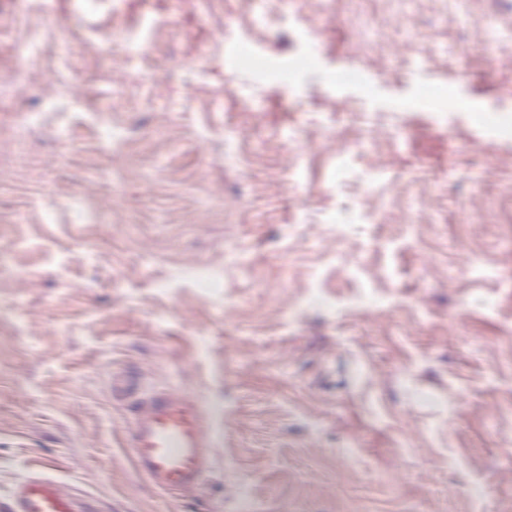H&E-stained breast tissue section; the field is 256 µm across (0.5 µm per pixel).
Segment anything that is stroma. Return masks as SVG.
<instances>
[{
  "mask_svg": "<svg viewBox=\"0 0 512 512\" xmlns=\"http://www.w3.org/2000/svg\"><path fill=\"white\" fill-rule=\"evenodd\" d=\"M250 8L291 86L234 61L239 0H0V143L41 108L20 45L60 34L136 143L50 119L0 165V512L44 473L93 512H512V0ZM58 196L99 223H41ZM161 388L216 431L172 496L122 446Z\"/></svg>",
  "mask_w": 512,
  "mask_h": 512,
  "instance_id": "stroma-1",
  "label": "stroma"
}]
</instances>
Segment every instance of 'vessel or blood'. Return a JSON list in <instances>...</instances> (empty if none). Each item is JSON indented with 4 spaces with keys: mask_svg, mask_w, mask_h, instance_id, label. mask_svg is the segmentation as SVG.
I'll return each instance as SVG.
<instances>
[{
    "mask_svg": "<svg viewBox=\"0 0 512 512\" xmlns=\"http://www.w3.org/2000/svg\"><path fill=\"white\" fill-rule=\"evenodd\" d=\"M213 428L200 403L179 391L154 393L137 409L123 439L138 473L155 488L197 485L211 464ZM10 512H82L75 494L50 476H30L14 488Z\"/></svg>",
    "mask_w": 512,
    "mask_h": 512,
    "instance_id": "vessel-or-blood-1",
    "label": "vessel or blood"
}]
</instances>
